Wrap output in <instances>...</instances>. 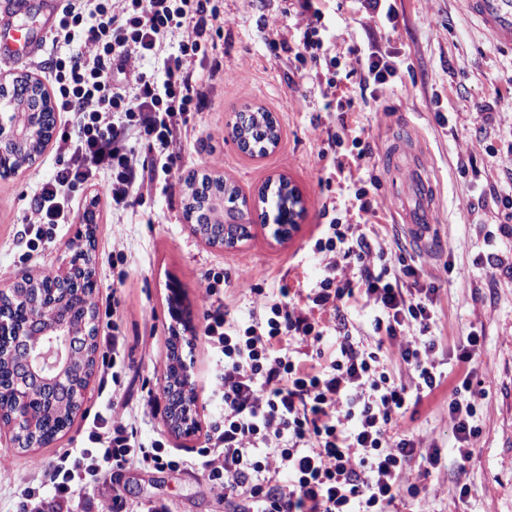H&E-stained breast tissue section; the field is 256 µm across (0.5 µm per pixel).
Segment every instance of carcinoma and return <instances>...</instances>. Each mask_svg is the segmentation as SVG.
<instances>
[{
	"label": "carcinoma",
	"mask_w": 512,
	"mask_h": 512,
	"mask_svg": "<svg viewBox=\"0 0 512 512\" xmlns=\"http://www.w3.org/2000/svg\"><path fill=\"white\" fill-rule=\"evenodd\" d=\"M239 138L243 142V152L250 156H263L267 149L274 146L279 139V130L271 113L259 111L258 119L248 127L240 130ZM183 195V214L185 220L192 224L195 232L199 233L207 243H212L206 225L197 222L199 212L208 213L212 224L224 223V205L222 200L226 195L239 194L238 188L224 181V177L208 172L189 174L185 180ZM260 200L264 205L280 208L288 203L290 196L279 186L263 187ZM90 340L83 349L77 351L71 362L69 371L72 375V386L63 389L54 396L52 407L44 404L41 395L42 388H32V402L29 418L13 428L14 440L18 448L26 451L39 442V438L47 434H56L72 423L75 412L79 409L83 392V377L91 376L96 368L97 330L96 326L89 327ZM182 362L179 338L173 336L168 343V364L164 377L165 390L183 386L181 380ZM25 380L23 366L18 357L9 353L0 357V384L11 385Z\"/></svg>",
	"instance_id": "cac0c4a2"
}]
</instances>
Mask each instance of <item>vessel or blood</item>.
I'll return each mask as SVG.
<instances>
[{
	"instance_id": "obj_1",
	"label": "vessel or blood",
	"mask_w": 512,
	"mask_h": 512,
	"mask_svg": "<svg viewBox=\"0 0 512 512\" xmlns=\"http://www.w3.org/2000/svg\"><path fill=\"white\" fill-rule=\"evenodd\" d=\"M467 10L501 43L512 45V0H465ZM27 0H0V63L36 57L44 46L45 32H32L21 17Z\"/></svg>"
}]
</instances>
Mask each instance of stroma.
<instances>
[{
  "label": "stroma",
  "instance_id": "35a3bbf8",
  "mask_svg": "<svg viewBox=\"0 0 512 512\" xmlns=\"http://www.w3.org/2000/svg\"><path fill=\"white\" fill-rule=\"evenodd\" d=\"M395 23L367 18L356 0H323L320 34L324 41L316 74L298 77L288 52L273 47L262 27L258 0H223L236 22L225 28V78L206 87L210 105L195 120L184 147L180 176L207 170L224 176L241 195L256 197L269 178H287L301 192L306 213L300 232L277 244L269 227L254 225L251 237L225 250L195 235L183 217V194L154 193L127 212H113L106 202L89 206L84 192L75 194V218L61 225L57 236L35 253H27L25 216L36 187L54 171L52 146H45L35 163L15 177L0 179V197L11 205L0 208V277L27 271L56 270L66 247L84 227L86 209H93V250L98 286L93 296L104 309L119 271L127 280L121 296L125 375L113 385L112 372L99 368L85 391L81 409L67 430L46 448L23 452L16 448L11 427L0 426V512H19L20 485L38 487L41 497L53 494L52 474L67 450L88 447L87 426L112 403H125V417L135 423L142 440L163 441L174 456L193 457L204 447L213 421L224 413L221 399L209 396L213 366L201 335L205 310L202 284L208 273L224 270L235 276L247 266L266 290L308 288L323 275L310 247L321 235L323 204L336 205L340 223L358 222L353 208V184L374 177L371 193L381 225H394L406 258L421 264L425 281L434 283L439 346L435 360L446 373L456 346L470 332L480 335L481 355L475 376L481 390L469 397L481 434L465 466L455 458L448 395L455 384L443 386L409 408L406 424L424 448L440 452L432 467L419 462L403 474L404 485L419 489L403 498L397 512H512V276L489 275L486 255L496 250L512 263V212L501 202L512 193V47L498 45L466 10L463 0H389ZM377 42L403 62L397 76L376 97L361 96L356 64L349 46ZM246 71L247 81H231ZM335 88H328V80ZM335 91L349 125L364 127L375 151L364 168L334 170L326 156V130L337 123L324 108V96ZM486 105V113L476 105ZM262 108L279 128L275 148L261 157L238 150L227 135L231 113L242 107ZM437 188V224L425 241H417L404 224L400 205L417 192L419 181ZM123 251V269L112 256ZM179 293L191 314L193 333L183 358L190 367L199 403L198 428L173 433L164 415L143 410L146 389L162 396L167 366V340L176 326L168 298ZM470 484L467 499H459L458 483ZM120 495L131 512L141 503L162 499L171 512H235L201 473L181 468L157 469L132 465L110 470L76 485L62 512H94L99 499Z\"/></svg>",
  "mask_w": 512,
  "mask_h": 512
}]
</instances>
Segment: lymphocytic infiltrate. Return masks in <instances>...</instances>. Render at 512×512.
<instances>
[{
	"instance_id": "lymphocytic-infiltrate-1",
	"label": "lymphocytic infiltrate",
	"mask_w": 512,
	"mask_h": 512,
	"mask_svg": "<svg viewBox=\"0 0 512 512\" xmlns=\"http://www.w3.org/2000/svg\"><path fill=\"white\" fill-rule=\"evenodd\" d=\"M289 11L307 17L288 40L268 21L274 42L296 61L321 46L312 0H290ZM209 0H66L49 33L46 58L33 65L46 80L60 116L56 168L39 187L26 222L29 251L70 223L77 191L127 210L145 194L173 192L182 162L175 144L189 136L207 109L206 85L223 75L224 54L215 40L232 24ZM360 68V91L380 90L401 62L377 45L350 46ZM150 61L142 70L138 61ZM366 223L326 224L311 247L324 277L304 297L289 289L264 297L248 319L235 316L211 272L203 336L221 367L210 385L224 403L206 448L180 460L158 440L144 442L134 424H89L90 447L58 460L52 478L57 503L72 492L80 466L91 460L120 470L134 464L184 465L206 472L213 489L241 504L239 512H389L403 492L402 474L414 460L435 466L405 425L409 407L443 383L437 370L436 287L421 286L397 239L368 234ZM374 313L372 343L349 329L352 308ZM336 334V353L319 344ZM479 336L469 333L456 360L467 370L448 397L458 463L469 459L480 434L476 409L463 402L473 386ZM395 346L411 374L392 377L383 358Z\"/></svg>"
}]
</instances>
